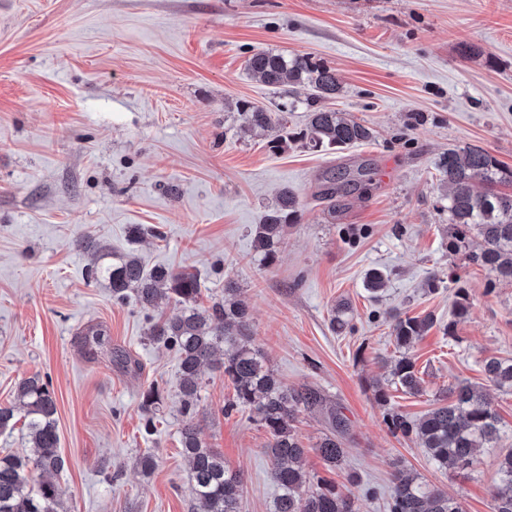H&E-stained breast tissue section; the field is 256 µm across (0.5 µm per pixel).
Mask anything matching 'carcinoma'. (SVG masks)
<instances>
[{
	"label": "carcinoma",
	"instance_id": "1",
	"mask_svg": "<svg viewBox=\"0 0 512 512\" xmlns=\"http://www.w3.org/2000/svg\"><path fill=\"white\" fill-rule=\"evenodd\" d=\"M247 69L274 89L302 86L310 90L305 99L311 107L304 132L298 141L307 149L334 150L372 140L373 130L346 112L316 106L332 99L341 84L332 68L302 54L259 51L247 60ZM249 129H277L268 141L273 153L288 148L290 134L284 132L279 114L269 108L246 102L239 107ZM437 169L448 185V251L464 257L465 266H477L497 280L512 281V193L496 190L512 184V169L501 165L479 146L450 150L439 159ZM363 167H334L323 178L322 199L331 201L336 191L358 186ZM298 197L284 188L278 204L267 211L255 227L256 252L267 263L277 254L285 230L298 221ZM77 247L91 257L89 277L104 282L112 299L133 298L145 311L157 307L163 297L182 303L179 315L159 317L149 328L152 341L173 349L179 361L181 396V453L189 464V482L196 512H240L243 480L224 465V455L210 448L194 423L199 401L201 367L212 361L226 343L234 352L221 363L224 375L234 386V399L227 410L250 408L261 416L270 435L269 454L274 478L281 493L275 512H359L357 500L322 483H313L305 470L306 449L295 432L299 412L321 409L326 399L313 388L284 385L266 365L264 355L251 346L248 310L238 298V289L224 285V299L208 309L197 305L200 275L197 270L147 267L132 251L116 254L100 242L80 238ZM368 293L377 296L385 287V273L372 268L365 274ZM391 335L400 355L394 360L390 383L409 394L424 392L414 359L407 349L435 325L432 315L390 316ZM351 320L348 303L342 302L331 313V327L343 331ZM485 381L494 387L512 388V360L490 357L484 360ZM57 402L49 383L39 376L18 383L14 399L0 406V434L23 422L34 458L13 454L0 457V512H59L64 491L53 477L62 472L66 460L59 450ZM330 430L316 446L326 465L337 467L345 454L348 424L342 413L327 410ZM389 428L404 437L417 438L429 460L439 468L467 471L475 462L477 449L500 438V419L486 387L458 382L448 387V395L436 400L422 417L412 419L390 409ZM492 512H512V451L499 465V484L491 493ZM386 512H463L461 504L444 491L418 477L402 473L386 503Z\"/></svg>",
	"mask_w": 512,
	"mask_h": 512
}]
</instances>
